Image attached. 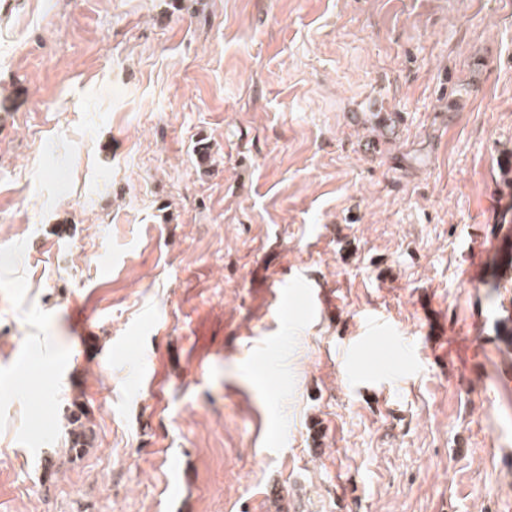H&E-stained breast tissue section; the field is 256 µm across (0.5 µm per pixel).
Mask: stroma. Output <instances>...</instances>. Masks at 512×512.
Segmentation results:
<instances>
[{
    "label": "stroma",
    "mask_w": 512,
    "mask_h": 512,
    "mask_svg": "<svg viewBox=\"0 0 512 512\" xmlns=\"http://www.w3.org/2000/svg\"><path fill=\"white\" fill-rule=\"evenodd\" d=\"M28 3L0 512H512V0ZM368 315L383 388L336 358ZM73 406L76 409L72 410L68 417L69 424L73 426L69 431V450L78 452L81 450L80 447H84L85 445L87 432L92 434V429L88 428L82 421L83 417L87 418V412L84 409V406L77 402H74Z\"/></svg>",
    "instance_id": "35a3bbf8"
}]
</instances>
